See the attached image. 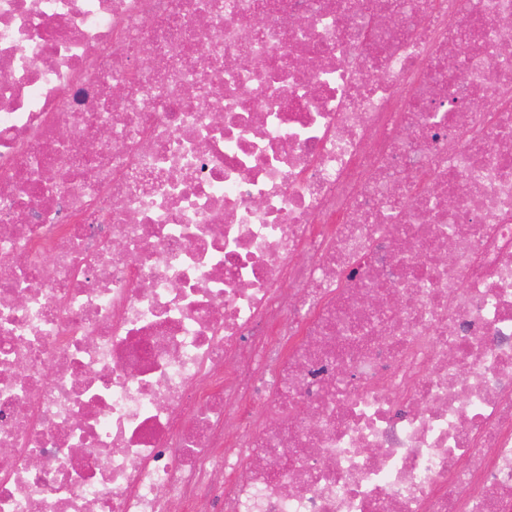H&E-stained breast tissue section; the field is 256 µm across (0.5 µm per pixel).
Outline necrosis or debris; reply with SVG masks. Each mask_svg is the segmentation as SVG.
Returning a JSON list of instances; mask_svg holds the SVG:
<instances>
[{
    "label": "necrosis or debris",
    "instance_id": "necrosis-or-debris-1",
    "mask_svg": "<svg viewBox=\"0 0 512 512\" xmlns=\"http://www.w3.org/2000/svg\"><path fill=\"white\" fill-rule=\"evenodd\" d=\"M0 512H512V0H0Z\"/></svg>",
    "mask_w": 512,
    "mask_h": 512
}]
</instances>
